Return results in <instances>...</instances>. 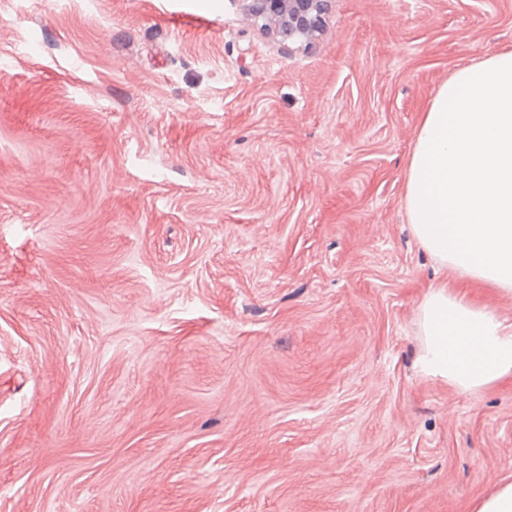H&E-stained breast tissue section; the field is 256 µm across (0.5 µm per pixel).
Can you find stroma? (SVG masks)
I'll return each instance as SVG.
<instances>
[{
  "label": "stroma",
  "mask_w": 512,
  "mask_h": 512,
  "mask_svg": "<svg viewBox=\"0 0 512 512\" xmlns=\"http://www.w3.org/2000/svg\"><path fill=\"white\" fill-rule=\"evenodd\" d=\"M0 0V512H468L512 379L415 366L417 126L512 0ZM248 15L269 25L282 43L308 41L322 32L330 0H243Z\"/></svg>",
  "instance_id": "obj_1"
}]
</instances>
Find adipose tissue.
<instances>
[{"instance_id": "adipose-tissue-1", "label": "adipose tissue", "mask_w": 512, "mask_h": 512, "mask_svg": "<svg viewBox=\"0 0 512 512\" xmlns=\"http://www.w3.org/2000/svg\"><path fill=\"white\" fill-rule=\"evenodd\" d=\"M404 206L437 261L512 296V50L439 87L418 125ZM419 320L425 375L463 392L512 377V325L492 310L435 287Z\"/></svg>"}]
</instances>
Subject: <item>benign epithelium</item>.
I'll return each instance as SVG.
<instances>
[{"label":"benign epithelium","instance_id":"obj_1","mask_svg":"<svg viewBox=\"0 0 512 512\" xmlns=\"http://www.w3.org/2000/svg\"><path fill=\"white\" fill-rule=\"evenodd\" d=\"M248 15L269 25L282 43L308 41L322 32L330 0H243Z\"/></svg>","mask_w":512,"mask_h":512}]
</instances>
